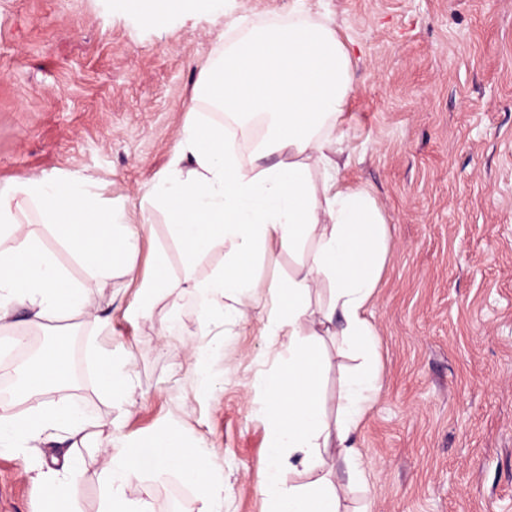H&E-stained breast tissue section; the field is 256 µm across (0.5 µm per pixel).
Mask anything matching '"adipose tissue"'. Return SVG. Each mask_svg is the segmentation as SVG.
Returning <instances> with one entry per match:
<instances>
[{"mask_svg": "<svg viewBox=\"0 0 512 512\" xmlns=\"http://www.w3.org/2000/svg\"><path fill=\"white\" fill-rule=\"evenodd\" d=\"M355 75L332 21L311 22L303 7L287 21L242 26L224 55L207 69L198 92L224 111L225 124L187 122L167 171L154 182L150 200L166 215L186 262L224 251V263L207 277L186 276L201 295L202 328L246 323L254 302L269 295L263 333L278 345L279 363L258 398L269 427V453L259 473L267 512H339L341 485L328 478L288 486L284 467L323 468L327 457L359 474L356 434L382 389L371 302L388 254L386 219L371 191L350 182L344 152L347 99ZM63 228L65 240L90 279H110L121 267L138 292L136 312L148 311L167 281L140 272V227L124 207L83 180L20 177L0 187V322L16 307L29 311L31 327L63 312L109 328L56 257L24 219ZM300 255L285 279L263 272L272 248ZM329 290V300L312 297ZM340 356L358 361L346 374L335 423L322 413L319 385L327 358L324 339ZM22 379L35 395L69 380L65 346L43 351ZM0 402V451L23 453L49 442L55 431L95 443L104 457L103 512H151L132 489L147 470L187 468L200 488L199 512H223L224 476L206 454L187 457L181 442L130 445L120 434L98 438L87 411L74 402L37 403L23 414ZM76 463L41 474L52 512H78L71 493Z\"/></svg>", "mask_w": 512, "mask_h": 512, "instance_id": "adipose-tissue-1", "label": "adipose tissue"}]
</instances>
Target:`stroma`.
Listing matches in <instances>:
<instances>
[{
	"instance_id": "1",
	"label": "stroma",
	"mask_w": 512,
	"mask_h": 512,
	"mask_svg": "<svg viewBox=\"0 0 512 512\" xmlns=\"http://www.w3.org/2000/svg\"><path fill=\"white\" fill-rule=\"evenodd\" d=\"M213 13L173 8L163 25L128 0H0V186L23 176L88 179L103 197L146 219L137 262L152 271L166 250L169 289L148 315L126 309L135 284L90 280L43 224L33 223L71 278L109 318L97 333L80 316L27 330L25 310L0 328V382L43 344L70 348L83 381L42 395L75 400L103 432L130 443L167 433L205 452L224 475L223 512H266L254 474L267 449L256 400L277 348L266 314L228 328L211 356L186 275L224 262L214 250L186 266L146 192L169 167L187 119L207 123L194 95L239 18H287L295 0H223ZM330 18L359 80L348 105L347 177L368 187L387 224L389 254L371 311L382 389L357 448L363 483L341 512H512V0H305ZM127 361L132 404L100 386L99 349ZM206 361L213 382L198 383ZM78 462L72 494L99 512L103 459L92 448L47 443L0 452V512H45L39 473ZM136 491L153 512H197L180 469L145 473Z\"/></svg>"
}]
</instances>
